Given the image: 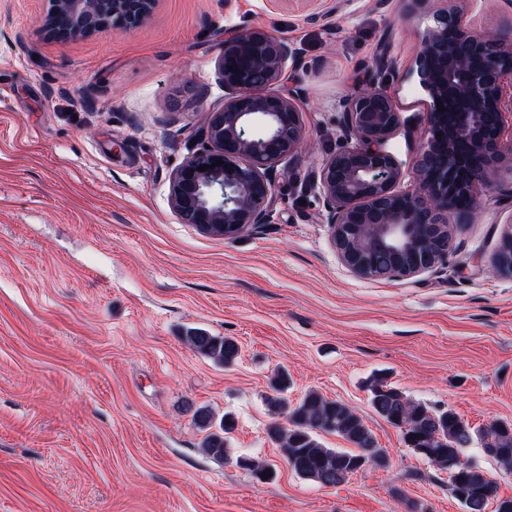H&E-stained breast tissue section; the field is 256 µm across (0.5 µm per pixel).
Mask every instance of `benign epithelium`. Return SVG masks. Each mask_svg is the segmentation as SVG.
Here are the masks:
<instances>
[{
	"label": "benign epithelium",
	"mask_w": 512,
	"mask_h": 512,
	"mask_svg": "<svg viewBox=\"0 0 512 512\" xmlns=\"http://www.w3.org/2000/svg\"><path fill=\"white\" fill-rule=\"evenodd\" d=\"M430 23L425 27L411 77L430 99L413 174L416 188L402 191L400 164L385 149L403 125L383 76L396 62L381 54L371 87L339 101L345 144L304 186L319 190L331 238L342 263L355 275L401 279L445 263L450 253L448 212L465 196L470 203L512 160V27L483 35L466 28L456 10L436 9L433 0H412ZM48 24L59 36L78 37L106 28L132 30L153 16L159 0H49ZM301 51L284 37L243 27L224 31L218 74L224 104L209 115L200 147L170 176V204L183 224L232 240L258 224L272 222L276 206L275 165L296 155L305 125L293 88L270 89L298 62ZM454 104L455 121L437 108ZM442 138H436V133ZM468 147L469 155L460 152ZM220 165H215V162ZM210 166L202 172L200 167ZM391 256L395 263L378 264ZM496 270L512 276V232L495 258Z\"/></svg>",
	"instance_id": "7a95c632"
}]
</instances>
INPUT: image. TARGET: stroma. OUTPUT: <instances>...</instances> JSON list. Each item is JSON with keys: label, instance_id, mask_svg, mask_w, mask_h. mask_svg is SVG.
<instances>
[{"label": "stroma", "instance_id": "35a3bbf8", "mask_svg": "<svg viewBox=\"0 0 512 512\" xmlns=\"http://www.w3.org/2000/svg\"><path fill=\"white\" fill-rule=\"evenodd\" d=\"M160 0L133 31L61 38L45 0H0V512H464L448 474L407 448L370 405L385 378L474 429L512 423V276L490 264L512 231V165L466 220L449 215L438 268L352 274L296 176L336 151L343 95L380 52L404 124L388 151L410 173L429 109L409 72L428 24L410 0ZM466 27L512 25L506 0H441ZM249 27L303 52L289 66L305 123L276 165L273 223L233 240L180 223L169 178L224 102V32ZM235 338L228 367L182 340ZM289 401L345 402L388 457L337 487L299 478L266 429L271 379ZM232 414L228 457L201 448L197 408ZM272 465L260 480L239 456Z\"/></svg>", "mask_w": 512, "mask_h": 512}]
</instances>
